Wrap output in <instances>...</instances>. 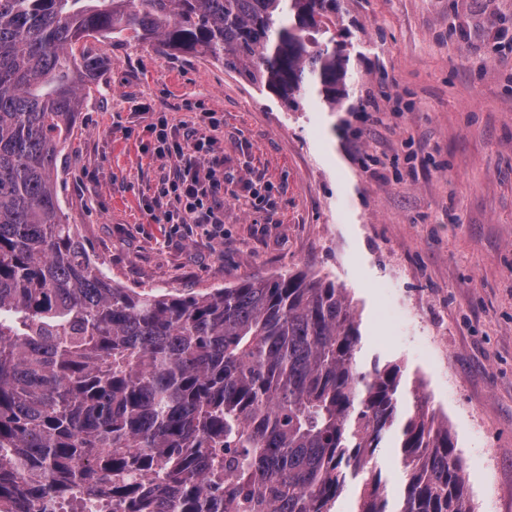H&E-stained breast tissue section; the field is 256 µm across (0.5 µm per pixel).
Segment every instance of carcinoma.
Listing matches in <instances>:
<instances>
[{
	"instance_id": "obj_1",
	"label": "carcinoma",
	"mask_w": 512,
	"mask_h": 512,
	"mask_svg": "<svg viewBox=\"0 0 512 512\" xmlns=\"http://www.w3.org/2000/svg\"><path fill=\"white\" fill-rule=\"evenodd\" d=\"M338 0H0V502L111 512H471L448 425L421 403L391 511L372 466L401 368L357 363L346 289L297 272L196 296L121 288L55 189L83 93L110 64L84 41L196 51L274 92L350 98Z\"/></svg>"
}]
</instances>
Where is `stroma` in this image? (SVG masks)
I'll list each match as a JSON object with an SVG mask.
<instances>
[{"label": "stroma", "mask_w": 512, "mask_h": 512, "mask_svg": "<svg viewBox=\"0 0 512 512\" xmlns=\"http://www.w3.org/2000/svg\"><path fill=\"white\" fill-rule=\"evenodd\" d=\"M352 111L298 110L223 64L101 43L58 165L68 223L124 288L193 296L305 271L346 288L358 362L402 370L405 409L447 423L473 512H512V0H340ZM213 113L224 235L153 223L179 160L151 123ZM395 434L375 453L389 500Z\"/></svg>", "instance_id": "stroma-1"}]
</instances>
